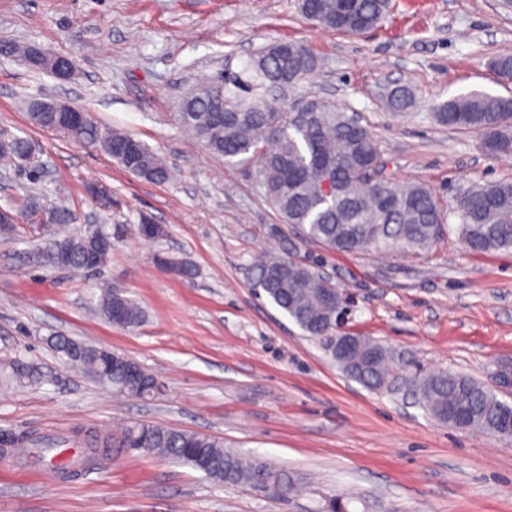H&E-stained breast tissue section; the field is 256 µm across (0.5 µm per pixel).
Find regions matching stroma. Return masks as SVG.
I'll use <instances>...</instances> for the list:
<instances>
[{
    "mask_svg": "<svg viewBox=\"0 0 512 512\" xmlns=\"http://www.w3.org/2000/svg\"><path fill=\"white\" fill-rule=\"evenodd\" d=\"M34 42L68 56L62 81L0 57V133L29 138L44 174L0 166V206L47 189L65 198L74 226L102 224L112 253L102 279L142 310L133 329L101 316L96 279L48 265L41 231L0 235V361L18 359L46 378L0 385V435L61 438L120 421H148L223 437L227 447L288 470L300 486L285 499L225 485L190 467L129 453L74 478L0 447V512H512V442L440 424L405 390L371 392L336 367L251 284L264 252L314 264L357 303L344 329L385 345L398 379L437 371L490 380L512 363V253H466L456 230L417 252L351 255L324 250L281 223L257 184L256 165L227 167L178 121L197 73L240 71L247 57L294 40L321 65L287 102L314 94L350 106L378 138L384 176L420 182L451 199L472 180L512 177V161L486 155L479 135L436 123L438 103L470 90L512 94L488 62L512 53V11L499 0H393L362 36L314 25L296 0H0V40ZM415 95L389 111L386 88ZM53 98L133 135L174 168L154 184L127 173L99 146L32 124V102ZM99 180L112 210L86 192ZM163 225L141 238V218ZM160 256L196 268L182 280ZM65 335L140 364L161 390L114 398L45 343Z\"/></svg>",
    "mask_w": 512,
    "mask_h": 512,
    "instance_id": "35a3bbf8",
    "label": "stroma"
}]
</instances>
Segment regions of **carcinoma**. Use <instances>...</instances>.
<instances>
[{
	"label": "carcinoma",
	"mask_w": 512,
	"mask_h": 512,
	"mask_svg": "<svg viewBox=\"0 0 512 512\" xmlns=\"http://www.w3.org/2000/svg\"><path fill=\"white\" fill-rule=\"evenodd\" d=\"M308 21L337 33L357 36L386 17L391 0H298ZM3 56L19 57L37 71L57 70L61 58L38 54L34 43L0 42ZM319 67V59L304 45L285 41L249 57L243 69L224 79L216 91L215 77H201L183 97L179 121L211 154L226 165L258 163L257 182L282 223L298 227L304 237L323 248L348 254L400 252L431 247L454 220L465 249L472 253L512 251V178L471 182L453 200L446 201L427 186L400 180L372 181L384 165L379 141L346 104L306 96L308 112H287L270 99L266 89L286 83L294 88ZM501 82L512 83V55L492 59ZM387 108L404 112L413 104L407 86H396L384 98ZM434 118L458 131L482 136V147L495 159L512 158V96L483 91L459 94L436 106ZM55 132L73 141L99 145L128 173L149 182H165L171 171L155 152L134 136L89 125L75 131L59 122ZM32 148L25 137L0 139V160L20 168ZM51 265L85 272L86 255L95 247L94 233L72 232L71 210L55 202ZM326 277L315 266L288 256L264 255L253 266L252 285L293 320L308 336L326 341L335 306L324 298ZM99 308L106 319L132 328L142 320L141 309L120 290L103 289ZM360 353L346 360L329 352L341 372L366 389L379 392L393 379L376 340L360 338ZM47 344L72 365L102 380L117 397L149 392L155 381L145 373L141 381L127 377L119 362L102 357L99 348L72 338L50 336ZM6 380L17 384L41 382L24 363L12 362ZM420 407L435 421L453 425L449 413L459 400L466 402L469 428L497 436L504 433L505 416L512 402L498 390L471 377L447 371L410 380ZM91 461L97 456L137 451L172 460L224 484L259 490L280 482L296 490L288 472L259 457L246 456L224 446V438L131 422L117 435L95 434L89 440Z\"/></svg>",
	"instance_id": "cac0c4a2"
}]
</instances>
